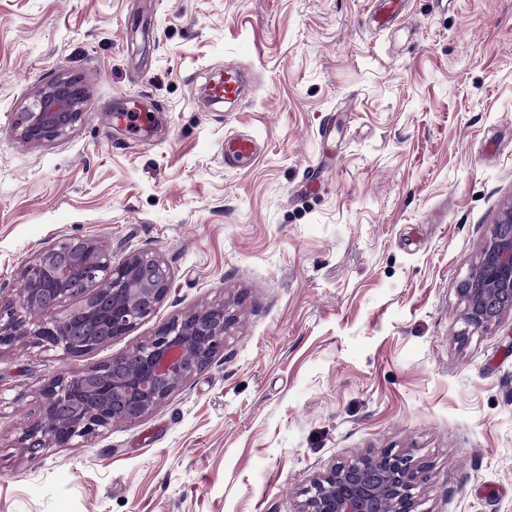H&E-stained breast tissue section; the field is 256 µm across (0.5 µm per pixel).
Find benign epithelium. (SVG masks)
<instances>
[{
  "instance_id": "obj_1",
  "label": "benign epithelium",
  "mask_w": 512,
  "mask_h": 512,
  "mask_svg": "<svg viewBox=\"0 0 512 512\" xmlns=\"http://www.w3.org/2000/svg\"><path fill=\"white\" fill-rule=\"evenodd\" d=\"M83 103L79 83L56 76L21 113L20 136L33 143L65 136L80 121ZM22 281L18 302L0 305V348L30 337L38 345L84 354L129 335L153 315L168 295L171 271L148 253L114 263L98 239L67 238L26 264ZM76 285L83 286V302L56 316ZM457 294L463 322L474 330L512 314V203L501 210ZM36 312L46 318L31 322ZM229 321L222 304L197 309L161 324L130 354L48 379L39 391L40 418L21 444L32 450L69 445L115 421L141 418L223 353ZM424 480L412 453L389 449L315 476L297 512H420Z\"/></svg>"
}]
</instances>
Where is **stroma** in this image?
Wrapping results in <instances>:
<instances>
[{
    "label": "stroma",
    "instance_id": "35a3bbf8",
    "mask_svg": "<svg viewBox=\"0 0 512 512\" xmlns=\"http://www.w3.org/2000/svg\"><path fill=\"white\" fill-rule=\"evenodd\" d=\"M0 0V302L46 246L94 236L172 275L154 316L81 356L0 349V512H297L387 449L425 512H512V314L466 330L456 287L512 202V0ZM255 80L234 107L205 86ZM63 139L24 142L59 74ZM150 113V131L116 121ZM255 136L245 170L224 138ZM227 304L224 351L153 411L22 448L49 379ZM84 94L71 76L57 75L38 89L34 102L21 113L20 136L40 143L65 136L82 117Z\"/></svg>",
    "mask_w": 512,
    "mask_h": 512
}]
</instances>
